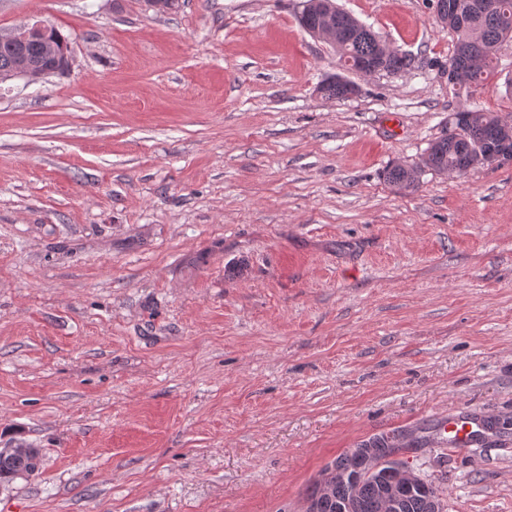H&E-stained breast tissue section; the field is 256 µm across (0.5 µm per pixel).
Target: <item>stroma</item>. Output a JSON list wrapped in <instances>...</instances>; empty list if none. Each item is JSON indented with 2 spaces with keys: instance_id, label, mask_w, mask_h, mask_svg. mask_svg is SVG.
Returning a JSON list of instances; mask_svg holds the SVG:
<instances>
[{
  "instance_id": "35a3bbf8",
  "label": "stroma",
  "mask_w": 512,
  "mask_h": 512,
  "mask_svg": "<svg viewBox=\"0 0 512 512\" xmlns=\"http://www.w3.org/2000/svg\"><path fill=\"white\" fill-rule=\"evenodd\" d=\"M415 60L316 91L300 0H0L70 41L0 84V447L41 449L0 512H303L379 434L445 512H512V166L423 170L448 116L512 113L428 0H335ZM499 421L458 452L441 418ZM340 75L336 73V75L328 76L324 78L317 86L316 91L326 99H348L350 97L355 96L358 91L357 84L353 82H348V88L352 90L351 94L348 95L349 90L347 88V83L341 80Z\"/></svg>"
}]
</instances>
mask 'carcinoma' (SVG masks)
<instances>
[{"label":"carcinoma","mask_w":512,"mask_h":512,"mask_svg":"<svg viewBox=\"0 0 512 512\" xmlns=\"http://www.w3.org/2000/svg\"><path fill=\"white\" fill-rule=\"evenodd\" d=\"M434 9L458 8L465 15L462 25L448 27L456 38V53L448 67L462 69L463 84L482 87L493 71L496 54L493 48L512 38V0H432ZM300 27L307 33H331L336 37L339 60L353 68L361 62H378L388 74L409 69L412 59L395 50L384 53L386 42L369 27L339 9L334 0H302L296 15ZM316 91L326 99L349 98L347 83L336 74L324 78ZM470 119L455 120L456 131L443 129L440 136L430 143L420 166L394 164L386 172L388 182L400 191H414L419 187L418 173L430 169L440 173L466 174L478 166H487V158L501 152L503 147L512 150V140L504 144L505 136L512 133V115L503 117L471 111ZM372 455L381 458L392 453L396 444L384 436L364 442ZM41 456L25 450L0 457V483L18 478L27 479L38 473ZM331 490L316 481L308 491L307 500L314 512H432V504L443 499L442 488L431 482L420 484L405 492L397 510L392 511L383 500L380 486L370 478L353 483L350 479H331Z\"/></svg>","instance_id":"obj_1"}]
</instances>
